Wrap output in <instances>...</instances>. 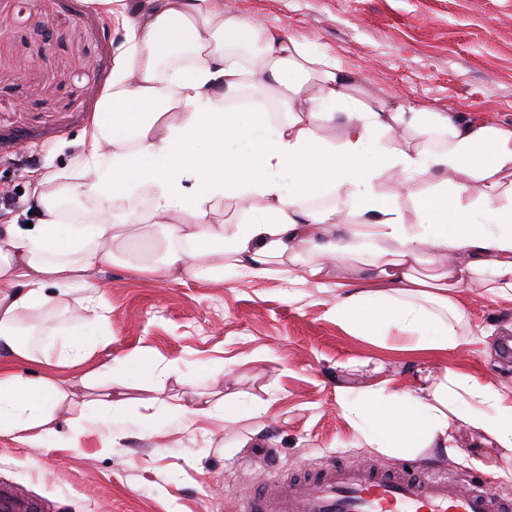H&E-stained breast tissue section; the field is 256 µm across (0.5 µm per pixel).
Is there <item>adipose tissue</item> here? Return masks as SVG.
<instances>
[{"label": "adipose tissue", "mask_w": 512, "mask_h": 512, "mask_svg": "<svg viewBox=\"0 0 512 512\" xmlns=\"http://www.w3.org/2000/svg\"><path fill=\"white\" fill-rule=\"evenodd\" d=\"M85 2L121 39L70 184L58 188L57 174H44L33 188L43 220L0 225V437L38 448L55 435L69 397L59 368L81 366L109 334L103 285L87 274L111 264L116 226L67 223L58 205L64 192L104 211L148 196L134 223L165 225L184 244L150 267L156 277L213 279L224 269L206 257L226 254L237 274L254 280L335 290L337 325L383 339L398 331L412 351L462 344L461 288L479 282L512 302V127L452 109L360 99L352 71L281 28L225 11L224 0ZM249 85L276 97L286 120L225 111V99ZM339 118L346 134L332 144L320 125ZM395 129L412 132L413 142L388 145L384 135ZM393 171L414 201V222L376 190ZM326 192L337 207L311 208L310 199ZM247 196L262 202L248 222L230 229L213 221L224 199ZM341 206L357 224H337ZM298 242L309 259L294 257ZM363 249L373 268L358 285L327 282L336 255ZM443 254L454 264L420 273ZM72 295L76 328L54 360L25 340L24 318ZM21 363L39 375L20 373ZM126 363L114 358L81 375L98 396L68 419L74 435L121 419ZM340 410L363 443L384 454L459 452L463 427L477 444L512 453V398L448 367L421 369L410 391L376 382L345 397Z\"/></svg>", "instance_id": "adipose-tissue-1"}]
</instances>
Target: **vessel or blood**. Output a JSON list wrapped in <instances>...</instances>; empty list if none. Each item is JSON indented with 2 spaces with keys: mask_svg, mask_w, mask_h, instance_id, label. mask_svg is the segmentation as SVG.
Listing matches in <instances>:
<instances>
[{
  "mask_svg": "<svg viewBox=\"0 0 512 512\" xmlns=\"http://www.w3.org/2000/svg\"><path fill=\"white\" fill-rule=\"evenodd\" d=\"M238 512H512V495L419 465L329 463L276 475Z\"/></svg>",
  "mask_w": 512,
  "mask_h": 512,
  "instance_id": "vessel-or-blood-1",
  "label": "vessel or blood"
}]
</instances>
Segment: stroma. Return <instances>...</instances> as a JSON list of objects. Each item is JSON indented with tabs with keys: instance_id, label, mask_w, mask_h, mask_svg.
Wrapping results in <instances>:
<instances>
[{
	"instance_id": "obj_1",
	"label": "stroma",
	"mask_w": 512,
	"mask_h": 512,
	"mask_svg": "<svg viewBox=\"0 0 512 512\" xmlns=\"http://www.w3.org/2000/svg\"><path fill=\"white\" fill-rule=\"evenodd\" d=\"M241 18L282 27L358 76L361 97L453 108L512 125V0H224ZM14 24L0 43V224L39 223L37 174L68 172L79 138L112 71L111 24L84 0H0ZM50 26L51 40L40 32ZM163 228L127 224L106 282L110 336L87 360L95 368L129 357L127 432L110 443L100 427L72 438L66 423L42 448L0 438V482L45 512H237L255 486L281 471L330 461L397 460L452 468L512 494V455L495 446L449 455L426 448L402 456L367 448L341 416L342 393L390 380L415 386L417 369L451 367L512 391V361L497 345L512 336V303L474 286L458 292L480 341L445 352H401L331 319L332 291L225 273L220 280L131 275L156 261ZM382 367L373 373L365 359ZM177 370L144 389V363ZM85 367V368H86ZM230 394L239 419L161 418L157 436L138 423L149 400L174 404L184 390Z\"/></svg>"
}]
</instances>
